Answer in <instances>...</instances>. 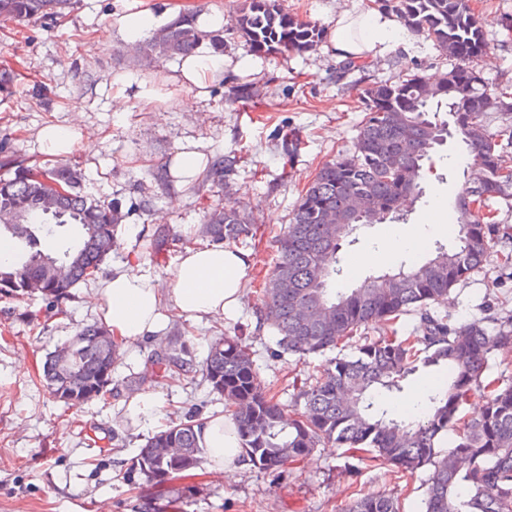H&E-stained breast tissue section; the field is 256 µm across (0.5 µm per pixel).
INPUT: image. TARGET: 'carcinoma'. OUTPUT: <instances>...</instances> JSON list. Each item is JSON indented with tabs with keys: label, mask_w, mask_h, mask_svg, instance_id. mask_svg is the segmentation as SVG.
<instances>
[{
	"label": "carcinoma",
	"mask_w": 512,
	"mask_h": 512,
	"mask_svg": "<svg viewBox=\"0 0 512 512\" xmlns=\"http://www.w3.org/2000/svg\"><path fill=\"white\" fill-rule=\"evenodd\" d=\"M76 0H0L1 21L66 17ZM379 10L399 25L454 58L451 69L425 78L406 70L394 82L357 89L355 103L365 112L354 151L324 163L308 183L289 223L272 238L277 259L265 275L261 317L290 354H322L372 328L359 355L334 358L297 390L302 408L286 414L260 379L250 347L239 336L212 343L201 368L177 355L155 356L151 375L171 367L202 373L211 391L230 402L242 462L264 471H286L319 447L343 448L364 462L395 466L412 474L428 466L426 512H512V379L488 373V360L512 345V326L490 332L478 323L458 326L448 315L434 314L433 304L478 268L488 249L495 205L512 198V158L484 126L489 112H512V91L488 86L474 67L486 50L483 22L468 0H375ZM196 10L182 14L153 33L139 47L148 57L187 56L203 34ZM236 29L260 55H300L324 35L316 24L284 14L277 0H241ZM465 155L463 181L454 208L469 213L458 222L451 246L435 243L422 262L401 259L349 288L340 287L342 242L349 231L333 224L329 235L313 227L337 219L348 197H363L385 215L383 224L405 223L395 211L398 200L426 197L420 182L424 162L448 139V122ZM242 151L216 158L204 179L214 185L238 171ZM0 297L28 294L25 269L39 265L45 283L38 290L61 305L73 289L92 280L112 253L115 220L103 204L79 189L77 172L66 164L29 167L0 160ZM65 194H59L57 187ZM202 233L214 243L243 245L258 228L248 222L246 207L213 200ZM419 324L407 336L397 323L409 312ZM98 323L82 326L76 336L46 357L42 378L52 395L69 407L102 396L112 385L116 343L106 344ZM445 371V380L426 393L422 408L398 413L378 400L381 392L396 398L403 382L420 371ZM486 397L478 417L462 414L473 392ZM208 421L190 415L155 433L132 459L124 477L143 476L160 489L175 480L197 476L205 454ZM453 447L441 450L443 434ZM345 512H399L392 496L353 498Z\"/></svg>",
	"instance_id": "1"
}]
</instances>
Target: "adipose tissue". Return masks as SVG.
Wrapping results in <instances>:
<instances>
[{
	"instance_id": "adipose-tissue-1",
	"label": "adipose tissue",
	"mask_w": 512,
	"mask_h": 512,
	"mask_svg": "<svg viewBox=\"0 0 512 512\" xmlns=\"http://www.w3.org/2000/svg\"><path fill=\"white\" fill-rule=\"evenodd\" d=\"M223 70V57L189 55L182 59L176 80L202 95L209 75ZM248 265L247 255L239 249L200 244L180 256L167 292H160L145 274L117 275L97 291L103 321L116 337L133 341L158 334L174 313L186 320L232 316L239 307ZM206 442L225 474L239 468V440L230 419L215 418Z\"/></svg>"
}]
</instances>
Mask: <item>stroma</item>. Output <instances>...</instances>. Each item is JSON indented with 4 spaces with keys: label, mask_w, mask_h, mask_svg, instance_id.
Masks as SVG:
<instances>
[{
    "label": "stroma",
    "mask_w": 512,
    "mask_h": 512,
    "mask_svg": "<svg viewBox=\"0 0 512 512\" xmlns=\"http://www.w3.org/2000/svg\"><path fill=\"white\" fill-rule=\"evenodd\" d=\"M239 0H77L66 23L43 19L0 21V64L18 65L20 76L10 98L0 101V153L25 164L57 163L42 152L37 137L53 124L71 132L75 145L65 161L83 175L82 191L111 209L118 224L116 243L96 278L74 290L62 314L49 313L41 296L0 299V512H135L140 491L123 473L146 440L170 419L195 413L223 414L224 400L213 394L202 375L161 380L143 376L152 354L186 346L202 362L220 334L246 338L256 370L285 409L295 401L292 382L316 373L323 359L281 352L275 332L260 320L261 302L252 279L276 259L269 241L246 247L248 279L241 305L232 318L199 321L172 317L159 338L125 341L114 366L112 392L79 408H66L39 378L47 353L60 348L79 327L100 321L96 291L121 272L149 273L167 289L181 255L174 244H158V231L192 235L204 243L203 205L208 188L201 178L159 183L154 166H171L182 147L194 144L203 164L238 145L250 154L218 193L248 206L249 219L265 231H279L316 170L353 150L363 114L353 93L336 78L338 60L330 39L302 55L259 56L234 28ZM282 9L332 31L341 17L354 20L371 12L369 0H279ZM484 19L487 51L476 68L492 85L512 84V0H469ZM151 11L157 26L173 22L180 10L198 7L224 15L221 28L208 31L200 50L224 59L204 96L175 83L177 59L159 62L131 48L115 19L135 6ZM390 41L375 45L363 83L396 80L410 69L429 76L450 69L429 42L392 24ZM158 90L152 106L140 103L143 86ZM247 88L261 104L250 109L231 103L234 89ZM298 138L287 154L285 136ZM461 170L434 162L425 186L431 205L416 204L405 224L362 228L341 253L352 262V280L383 268L402 251L399 240L417 238L409 256L422 259L434 241L451 243L446 227L455 223L453 202ZM512 242L492 232L481 266L456 284L447 304L434 306L455 324L482 323L496 330L512 316V269L502 253ZM374 254V266L356 258ZM152 392L160 399L148 418L133 415L128 403ZM427 469L405 476L388 464L367 465L343 457L340 449H315L294 469L264 472L246 465L232 477L202 466L197 478L168 486L175 512H342L355 494L397 497L400 512H425L423 484Z\"/></svg>",
    "instance_id": "obj_1"
}]
</instances>
